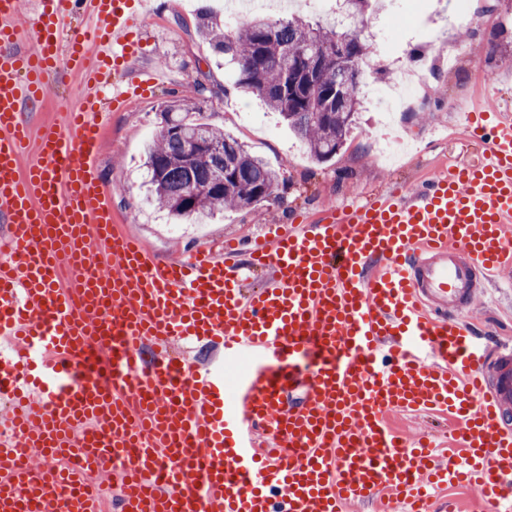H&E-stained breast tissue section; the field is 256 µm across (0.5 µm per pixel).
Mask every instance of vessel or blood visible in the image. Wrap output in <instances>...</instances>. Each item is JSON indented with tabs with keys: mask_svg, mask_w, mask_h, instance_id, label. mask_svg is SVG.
<instances>
[{
	"mask_svg": "<svg viewBox=\"0 0 512 512\" xmlns=\"http://www.w3.org/2000/svg\"><path fill=\"white\" fill-rule=\"evenodd\" d=\"M131 3L35 0L21 26L20 0H0V338L20 344L0 353V512H100L85 478L121 454L120 512H344L382 495L387 512H431L448 484L512 512V346L477 343L459 318L512 268V115L470 114L485 162L457 157L415 187L162 263L118 231L95 170L105 104L166 76L134 66L149 18ZM80 14L91 22L67 40ZM62 70L79 74L80 105L21 167L23 112ZM251 271L267 277L253 291ZM183 336L275 363L228 404L223 374L171 356ZM396 409L456 416L463 460L439 462L427 435L402 442L384 423Z\"/></svg>",
	"mask_w": 512,
	"mask_h": 512,
	"instance_id": "1",
	"label": "vessel or blood"
}]
</instances>
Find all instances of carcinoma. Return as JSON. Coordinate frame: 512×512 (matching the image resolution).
I'll list each match as a JSON object with an SVG mask.
<instances>
[{"label": "carcinoma", "mask_w": 512, "mask_h": 512, "mask_svg": "<svg viewBox=\"0 0 512 512\" xmlns=\"http://www.w3.org/2000/svg\"><path fill=\"white\" fill-rule=\"evenodd\" d=\"M337 2L338 13L349 21L347 26L332 19L307 21L297 16L272 21L259 13L230 23L207 6L197 16L199 34L224 56L237 88L258 95L297 134L317 163L330 160L346 144L361 108V82L355 74L364 72L371 55L370 45L361 37L366 15L357 10L355 0ZM345 39L344 65L336 60V53ZM309 47L319 49L321 57L315 69L301 78L306 88L295 90L286 82L288 56ZM345 84L348 92L338 102L332 94ZM195 110L188 98L163 106L172 127L159 130L147 153L150 183L159 204L182 219L253 208L277 197L278 171L220 128L194 118ZM201 130L224 141V155L198 163L190 160V138ZM219 170L224 171L222 192L211 186ZM187 191L194 192L195 198L190 213L180 207Z\"/></svg>", "instance_id": "carcinoma-1"}]
</instances>
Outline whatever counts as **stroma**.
Segmentation results:
<instances>
[{"mask_svg": "<svg viewBox=\"0 0 512 512\" xmlns=\"http://www.w3.org/2000/svg\"><path fill=\"white\" fill-rule=\"evenodd\" d=\"M151 22L137 63L160 65L188 90L200 83L206 88L197 101L203 121L224 129L280 172V199L257 209L224 211L204 223H175L167 210L147 196L145 150L160 129L163 105L177 93L159 88L135 99L126 109L110 113L103 132L97 169L112 207V218L139 236L155 256L165 261L187 251L220 250L225 239L256 238L282 218L313 216L321 210L348 204L372 191L394 185H416L436 176L448 159L465 152L479 159L481 143L465 138L467 118L462 105L483 112H512V0H483L479 30L460 38L451 21L448 0H388L386 7L368 16L362 32L372 49V66L363 77L367 104L346 146L330 161H311L295 134L254 95L234 84L224 61L215 56L197 31L199 8L222 10L225 0H144ZM451 47L456 65L430 74L435 45ZM422 79L421 101L426 120L411 111L401 112L391 126H384L374 105V92L394 86L401 73ZM77 77L59 71L46 102L25 111L31 128L25 153L33 159L41 136L62 128L65 114L78 98ZM387 134L406 148L393 157L383 156L377 139ZM462 319L474 323L480 335L512 344V272L478 291ZM386 422L404 439L433 434L439 458L448 456L452 423L426 411H392Z\"/></svg>", "mask_w": 512, "mask_h": 512, "instance_id": "obj_1", "label": "stroma"}]
</instances>
